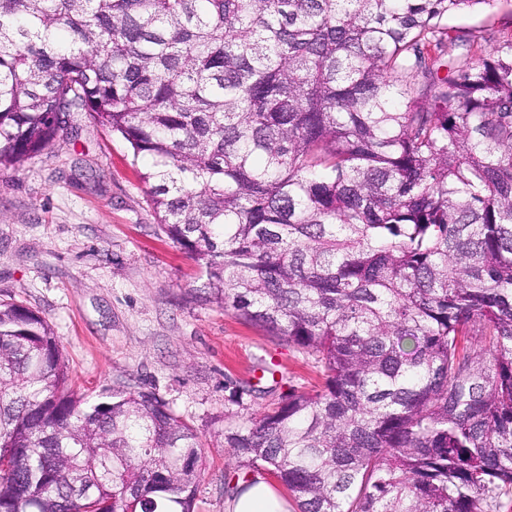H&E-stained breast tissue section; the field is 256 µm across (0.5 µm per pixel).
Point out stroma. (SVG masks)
<instances>
[{
    "instance_id": "obj_1",
    "label": "stroma",
    "mask_w": 512,
    "mask_h": 512,
    "mask_svg": "<svg viewBox=\"0 0 512 512\" xmlns=\"http://www.w3.org/2000/svg\"><path fill=\"white\" fill-rule=\"evenodd\" d=\"M512 30V0L448 18ZM78 135L0 167V302L53 327L74 390H155L197 430L205 469L196 512H225L244 474L224 429L289 390L321 384L313 357L206 300L195 262L162 232L128 143L74 118ZM277 361L275 377L261 374ZM242 395L233 404V392Z\"/></svg>"
}]
</instances>
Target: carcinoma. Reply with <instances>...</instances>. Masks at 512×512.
<instances>
[{"label": "carcinoma", "mask_w": 512, "mask_h": 512, "mask_svg": "<svg viewBox=\"0 0 512 512\" xmlns=\"http://www.w3.org/2000/svg\"><path fill=\"white\" fill-rule=\"evenodd\" d=\"M493 2L0 0V166L121 134L208 298L320 364L224 429L299 512L512 496V33L445 25ZM201 448L0 302V512H195Z\"/></svg>", "instance_id": "obj_1"}]
</instances>
